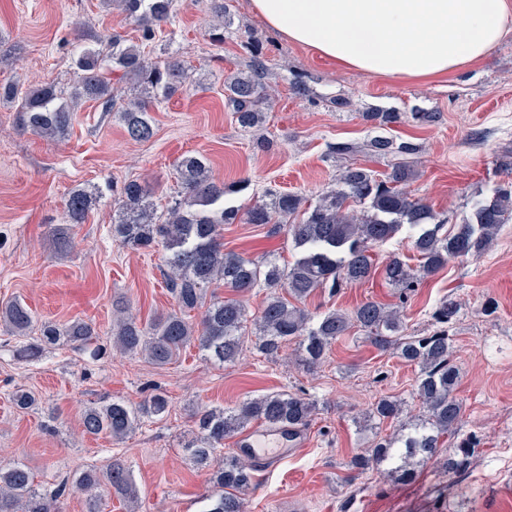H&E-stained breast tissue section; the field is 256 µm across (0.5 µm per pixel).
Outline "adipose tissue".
Segmentation results:
<instances>
[{
	"instance_id": "1",
	"label": "adipose tissue",
	"mask_w": 512,
	"mask_h": 512,
	"mask_svg": "<svg viewBox=\"0 0 512 512\" xmlns=\"http://www.w3.org/2000/svg\"><path fill=\"white\" fill-rule=\"evenodd\" d=\"M288 40L342 68L430 77L483 58L512 31V0H252Z\"/></svg>"
}]
</instances>
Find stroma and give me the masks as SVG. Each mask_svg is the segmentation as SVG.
Here are the masks:
<instances>
[{
    "mask_svg": "<svg viewBox=\"0 0 512 512\" xmlns=\"http://www.w3.org/2000/svg\"><path fill=\"white\" fill-rule=\"evenodd\" d=\"M230 12L220 44L210 36V0H177L158 30L151 56L181 55L192 80L186 91L154 103L150 140H130L120 113L84 101L69 135L48 140L21 130L12 105L0 103V303L19 297L39 319L90 323L109 347L94 360L60 344L21 362L14 337L0 329V462L27 463L48 489L119 456L140 489L135 512H205L211 474L183 452L197 432V413L286 390L316 405L306 444L277 468L256 471L243 493L246 512H512V223L481 257L450 260L407 295L377 275L317 289L305 303L314 316L369 300L397 306L409 336L435 329L433 313L443 299L457 303L456 433L478 441L475 465L459 483L444 475L438 458L421 463L409 483L393 480L384 467L351 476L350 459L371 439L359 423L375 401L392 396L405 416L422 413L416 367L376 349L359 328L338 339L312 372L296 365L292 341L268 357L246 338L237 360L224 365L194 344L164 365L110 346L117 304H127L143 324L177 308L165 283L164 248L133 250L113 239L116 192L127 180L149 183L154 203L165 209L184 153L206 156L215 178L232 188L225 204L242 208L269 191L316 201L345 164L332 146L362 145L379 134L419 145L410 191L449 223H463L475 200L512 181L496 168L512 148V34L479 62L442 77L395 78L336 67L284 39L254 13L251 0H230ZM115 29L137 36L126 15L102 0H0V84L19 78L28 87L51 83L70 91L85 35ZM253 44L265 53L274 90L262 132L270 146L263 151L224 99L225 75L246 67ZM381 110L402 113L401 123L382 130L366 120ZM416 112L440 119L422 124L413 120ZM78 189L98 197L86 222L72 230L74 249L63 253L54 231ZM223 235L225 250L245 256L272 255L283 265L298 256L274 224H228ZM19 389L33 392L37 404L18 408L12 394ZM156 390L168 397L166 413L124 439L82 434L85 408L112 399L138 405Z\"/></svg>",
    "mask_w": 512,
    "mask_h": 512,
    "instance_id": "obj_1",
    "label": "stroma"
}]
</instances>
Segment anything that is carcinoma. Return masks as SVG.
I'll return each mask as SVG.
<instances>
[{"instance_id": "1", "label": "carcinoma", "mask_w": 512, "mask_h": 512, "mask_svg": "<svg viewBox=\"0 0 512 512\" xmlns=\"http://www.w3.org/2000/svg\"><path fill=\"white\" fill-rule=\"evenodd\" d=\"M175 3L112 0V5L141 32L140 41L119 32L94 39L97 47L84 48L78 55L80 74L67 98L53 84L21 91V80L17 79L0 85V100L15 107L21 129L46 139L69 134L75 106L83 100L98 103L104 112H120L131 140L150 139L154 133L149 117L151 103L170 97L191 78V68L181 56L170 54L153 60L144 52L146 44L155 39L157 28L170 19ZM212 10L217 18L212 39L222 43L229 14L225 0H212ZM250 54L247 70L225 77L224 95L239 125L259 131L266 122L271 93L262 50L254 47ZM116 72L121 73L128 90L112 84L110 75ZM368 147L375 156H394L398 161L382 174L354 163L345 166L337 186L307 207L301 196L278 192L246 208L247 224L286 225L294 246L301 249L299 257L286 266L269 256L251 259L224 251L222 226L235 223L240 208L224 205V196L231 188L214 177L204 157L191 152L179 157L178 195L161 212L150 198L149 185L138 180L124 182L115 199L112 236L131 249L160 244L167 250L166 286L179 311L159 316L146 327L131 317H122L113 325V344L128 355L145 354L159 365L169 363L193 342L211 359L234 361L245 336L249 311L237 298L214 296L205 301V289L213 284L239 295L257 287L266 289L265 300L254 316L260 351L274 357L284 342L297 339V361L308 371L317 368L332 344L357 326L377 349L390 350L418 367L416 391L426 418L409 430L402 427L397 434L374 439L370 447L350 460L349 467L365 471L388 463L398 479L409 480L414 476L410 459L423 461L436 456L445 439L455 436L460 418L462 407L456 396L459 374L453 360L451 332L457 305L441 303L434 312L437 327L428 335L406 336L398 307L367 301L350 314L329 311L315 319L301 303L318 288L334 291L344 283L369 279L374 273L372 250L403 229L421 258L420 269L414 270L396 255L383 268L386 283L402 293L415 287L418 277L436 272L453 258L484 253L501 226L512 220V186L476 201L471 219L448 232L444 230L447 220L406 190L416 176L407 157L418 152V145L377 136ZM94 202V192L74 191L67 201L68 223H85ZM354 203L363 208H352ZM201 307L204 312L195 324L190 321V312ZM34 323L32 311L20 299L0 308V325L18 340L21 359L35 357L42 346L55 345L62 339L86 347L95 336V330L84 321L65 325L45 321L40 335L31 337ZM168 406L167 397L160 392L138 406L113 399L88 407L81 425L86 435L121 439L136 428L141 417L160 416ZM314 411V402L287 392L262 394L235 408L203 411L197 421L199 435L187 445V451L197 468L212 472L217 488L206 512H245L239 492L253 482L255 467L248 459L219 455L224 438L253 421L301 430ZM402 413L399 400L385 397L373 405L367 418L397 420ZM475 447L470 439L453 443L445 465L447 472L460 478L467 475ZM75 483L88 493V512H102V502L94 491L103 485L128 505L140 498L139 488L120 458L112 459L104 470L82 471ZM66 490L64 483L50 491L38 489L32 469L23 463L0 466V512H60L59 500Z\"/></svg>"}]
</instances>
